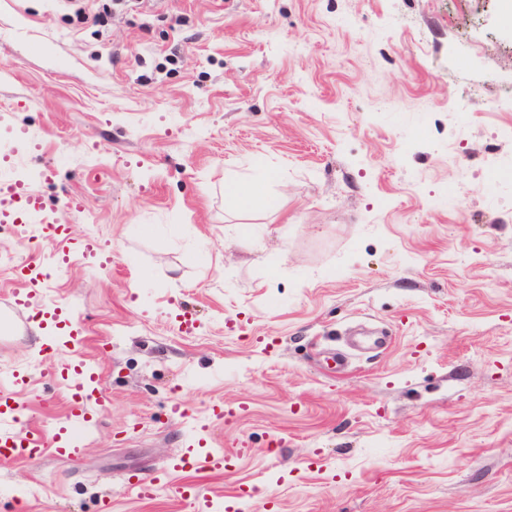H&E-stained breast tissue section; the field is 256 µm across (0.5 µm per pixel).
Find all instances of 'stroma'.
<instances>
[{"mask_svg": "<svg viewBox=\"0 0 512 512\" xmlns=\"http://www.w3.org/2000/svg\"><path fill=\"white\" fill-rule=\"evenodd\" d=\"M506 100L512 0H0V172L112 258L0 236L85 331L0 317V391L48 437L76 357L103 399L0 512H512ZM203 441L228 470L163 474ZM180 494L184 499L193 500L195 503H197L199 506V511H206V509H216L224 510L225 512L240 511L239 502L245 496V493L239 490L235 493L224 495V499L222 500V502L215 506L211 500H205L203 503H201L199 500V494L197 493L194 485H184L180 490Z\"/></svg>", "mask_w": 512, "mask_h": 512, "instance_id": "obj_1", "label": "stroma"}]
</instances>
